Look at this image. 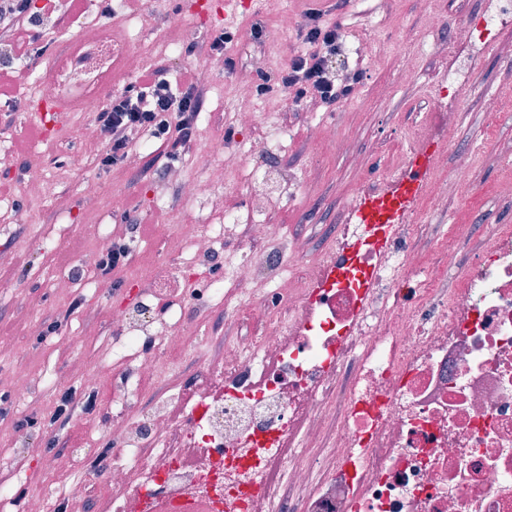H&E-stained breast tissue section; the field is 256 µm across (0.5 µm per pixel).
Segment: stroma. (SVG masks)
I'll use <instances>...</instances> for the list:
<instances>
[{"label":"stroma","instance_id":"35a3bbf8","mask_svg":"<svg viewBox=\"0 0 512 512\" xmlns=\"http://www.w3.org/2000/svg\"><path fill=\"white\" fill-rule=\"evenodd\" d=\"M197 0H122L115 20L136 43L146 61H153L158 35L177 19L189 20L184 37L192 39L211 32L217 21L194 23ZM483 0H343L332 16L342 26L345 55L336 61V77L348 72L364 73L353 94L331 109L308 112L306 104H293L280 90L254 97L252 104L271 109L272 121L290 113L292 132L281 161L297 175V186L287 189L280 208L268 218L270 224L286 226L295 264H310L331 242L337 220L355 196L358 183L384 176L394 161L411 150L412 124L430 118L429 142L441 139L448 122L443 105L453 101L460 114L454 138L437 154L427 187L415 216L417 227L407 240L417 265L430 263L439 240L456 224L472 227L462 246L470 255L485 241L497 224L512 225V26L487 34L488 47L480 58L473 82L465 87L428 82L426 74L439 70L456 53L455 30L478 36ZM249 17H240L238 39L228 44L226 54L235 61L234 71L210 72L209 104L198 117L201 132L232 130L225 152L245 157L250 133L235 121L229 107L238 72L250 69L256 56H266L272 70L286 65L300 45L298 30H291L281 43L257 44L250 36ZM44 59L34 57L15 64L16 76L10 98L16 109L11 128L0 129V146L24 151L31 161L32 178L41 180L51 193H67L73 209L70 222L56 220L51 201L41 205L37 221L17 230L11 214L0 210V250H11L15 264L0 268V394L12 391L14 364L5 346L14 339L30 342L25 360L35 378L55 372L67 378L73 365L99 371L104 379L100 395H107L108 382H120L122 370L113 365L105 349L117 333L108 314L114 307H130L144 297L149 283L140 279L142 269L172 268L182 263L181 255L169 251L162 238L165 225L186 219L204 224L219 223L218 215L201 203L184 204L177 185L160 178L130 183L124 168L108 172L95 166L93 153L79 143L65 149L50 148L29 130L25 91L34 81ZM468 154V168H460L459 157ZM100 189L90 195L87 181ZM454 184L453 196L438 194L443 181ZM122 195V209L113 198ZM138 207L146 220L135 239L137 252L123 270L110 275L111 286L81 285L83 309L64 327L53 342L36 346L32 339L43 319L54 309L67 305L71 297L49 288L52 272L73 265L93 267L106 229L129 231L123 220L125 209ZM164 215L165 224L154 223ZM172 299L199 308V318L189 320L186 332L211 340L207 355L183 358L180 380L184 388L203 382L211 358L217 357L226 341L260 333L248 314L227 316L221 303L196 302L188 286L176 285ZM80 337L72 347V337ZM69 378V377H68ZM51 401L50 390H42L25 405L12 404L8 416L0 417V483L24 487L27 494L47 486H63L81 475L75 460L48 451L29 456L24 443L15 441L18 419L41 414Z\"/></svg>","mask_w":512,"mask_h":512}]
</instances>
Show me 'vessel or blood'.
<instances>
[{"mask_svg": "<svg viewBox=\"0 0 512 512\" xmlns=\"http://www.w3.org/2000/svg\"><path fill=\"white\" fill-rule=\"evenodd\" d=\"M441 146L432 143L413 150L405 171L376 190L361 193L350 205L348 221L365 228L364 242L380 252L387 251L399 225L408 223L415 201L421 196L435 155ZM149 512H196L192 500L173 501L158 495L148 501Z\"/></svg>", "mask_w": 512, "mask_h": 512, "instance_id": "b4317fda", "label": "vessel or blood"}]
</instances>
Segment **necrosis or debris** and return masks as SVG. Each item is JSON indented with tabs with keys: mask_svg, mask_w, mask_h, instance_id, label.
I'll list each match as a JSON object with an SVG mask.
<instances>
[{
	"mask_svg": "<svg viewBox=\"0 0 512 512\" xmlns=\"http://www.w3.org/2000/svg\"><path fill=\"white\" fill-rule=\"evenodd\" d=\"M141 64L124 29L81 24L28 104L44 112L69 102L85 116L70 139L94 148L105 138L95 121L105 89ZM266 65L255 58L235 84L239 121L251 131L250 208L224 206L227 172L244 160L225 157L223 137L207 141L202 176L168 172L184 200H207L224 215L170 230L185 256L174 276L222 259L225 226L266 223L297 183L279 159L289 124H271L250 105L252 74ZM361 235L360 225H336L329 248L301 272L274 230L225 265L210 296L266 331L226 345L192 400L178 356L200 353L205 341L181 335L185 305H168L164 324L147 301L113 310L112 362L127 374L107 408L112 454L92 478L32 495L26 512H73L77 501L82 512H147L145 484L212 512H512V226H495L447 294L431 287L458 255L456 230L420 268L401 241L384 259L363 251L360 268L382 287L377 300L359 301L351 278L311 301L305 281ZM265 268L279 277L258 300L247 286ZM165 377L166 392L141 403L142 380Z\"/></svg>",
	"mask_w": 512,
	"mask_h": 512,
	"instance_id": "1",
	"label": "necrosis or debris"
}]
</instances>
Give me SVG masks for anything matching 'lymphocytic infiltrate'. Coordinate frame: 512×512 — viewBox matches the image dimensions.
<instances>
[{
    "mask_svg": "<svg viewBox=\"0 0 512 512\" xmlns=\"http://www.w3.org/2000/svg\"><path fill=\"white\" fill-rule=\"evenodd\" d=\"M0 13L7 14L0 34L12 36L25 30V41L15 43L18 56L43 54L48 45L42 40L41 18L29 11V0H0ZM327 10L317 0H307L300 32L302 47L288 65L280 69L276 84L292 94L294 101L306 98L319 100L325 106L349 97L362 79L361 71L347 74L343 84L332 80L333 64L343 51L342 34L327 18ZM207 97L199 73L182 69L178 85H171L167 67L157 63L142 70L135 84L123 93L112 96L96 120L111 136L98 154V166L109 171L124 162L129 152L146 144L150 150L143 157L141 168L130 175L131 182L145 179L159 160H177L190 154L199 136L198 116ZM101 403L96 391L68 388L53 401L42 419L25 418L24 423L36 427L63 430L74 417L99 411Z\"/></svg>",
    "mask_w": 512,
    "mask_h": 512,
    "instance_id": "1",
    "label": "lymphocytic infiltrate"
}]
</instances>
